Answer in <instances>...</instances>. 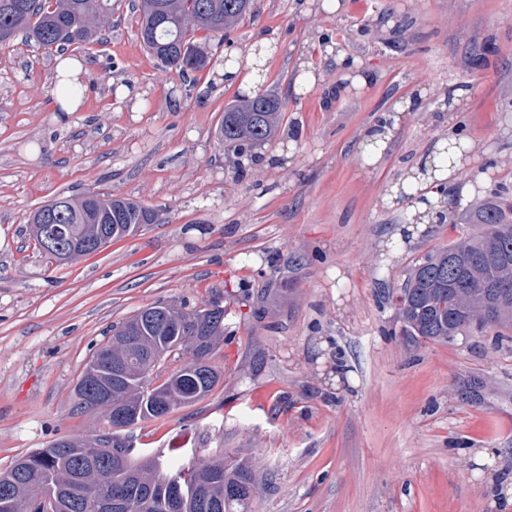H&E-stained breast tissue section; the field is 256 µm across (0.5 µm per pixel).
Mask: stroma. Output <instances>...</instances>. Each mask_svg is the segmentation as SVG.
<instances>
[{
    "label": "stroma",
    "mask_w": 512,
    "mask_h": 512,
    "mask_svg": "<svg viewBox=\"0 0 512 512\" xmlns=\"http://www.w3.org/2000/svg\"><path fill=\"white\" fill-rule=\"evenodd\" d=\"M256 0L209 39L196 86L160 71L137 40L132 0H112L105 45L80 53L83 104L57 111V57L0 50V470L62 436L103 429L74 386L113 325L158 301L224 308L202 401L139 428L183 465L227 454L259 466L252 512H490V480L512 476V341L404 335L388 302L410 269L459 234L433 224L397 259L382 241L404 207L381 197L432 145L463 134L476 161L458 182L512 183V0ZM274 40L259 90L288 100L268 145L234 153L217 138L237 88L225 55ZM336 43L376 82L344 88L322 60ZM317 67L298 90L301 60ZM135 100H118L120 86ZM466 88L452 110L434 98ZM409 102L382 159L365 133ZM84 192L159 213L138 235L60 264L28 220ZM494 451L491 464L476 453Z\"/></svg>",
    "instance_id": "1"
}]
</instances>
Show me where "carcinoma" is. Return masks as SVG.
<instances>
[{"instance_id": "1", "label": "carcinoma", "mask_w": 512, "mask_h": 512, "mask_svg": "<svg viewBox=\"0 0 512 512\" xmlns=\"http://www.w3.org/2000/svg\"><path fill=\"white\" fill-rule=\"evenodd\" d=\"M246 0H141L137 36L158 68L182 84L196 83L210 57L196 38L204 31L224 37L253 11ZM112 18V0H0V47L22 36L47 51L85 50L103 45L102 31ZM288 102L272 93L237 97L224 108L218 136L240 152L275 137ZM156 210L138 201L114 197L61 196L30 219L33 238L45 224H71L74 238L85 240L95 225L109 227L120 240L154 223ZM467 232L448 247L425 256L411 269L396 304L409 336L450 343L458 336L512 334V198L495 189L455 219ZM224 336V311H185L156 303L112 328L108 344L97 350L117 368L112 399L95 383L75 385L76 408L101 411L108 428L90 438L61 437L49 447L16 459L0 471L7 488L28 512L47 486L55 489L57 512H101L91 493L121 497L123 512H249L256 485L254 470L218 457L172 473L160 455L124 459L118 448L134 444V427L167 417L207 397L219 382L211 359ZM174 354L185 362L158 386L153 372ZM131 407L137 416L113 422L114 407Z\"/></svg>"}]
</instances>
